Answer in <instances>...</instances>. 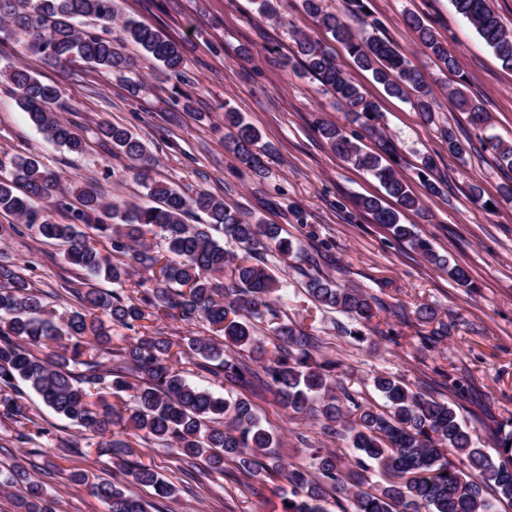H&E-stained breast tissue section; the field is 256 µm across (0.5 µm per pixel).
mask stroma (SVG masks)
<instances>
[{
    "label": "stroma",
    "mask_w": 512,
    "mask_h": 512,
    "mask_svg": "<svg viewBox=\"0 0 512 512\" xmlns=\"http://www.w3.org/2000/svg\"><path fill=\"white\" fill-rule=\"evenodd\" d=\"M364 3L366 19L352 21L353 32L361 33L365 22H378L382 33L406 52L433 89L434 122H423L408 101L388 96L303 10L301 0H281L277 20L260 14L253 0H120L122 14L164 29L183 45L186 80L179 83L166 77L136 45L123 40L116 26L110 38L140 66L144 89L136 98L112 76L81 64L51 66L23 41L0 39V68L19 65L56 85L73 108L69 120L88 142L80 155L49 143L0 79V155H37L64 176L68 189L91 182L104 196L139 202L143 196L138 178L127 171L125 159L100 147L97 136L100 127L110 124L130 129L155 155L156 178L174 183L188 195L209 192L244 215L281 225L302 256L316 261L324 275L363 288L385 304L379 328L393 332V340L373 348L357 343L347 334L352 327L349 318L316 310L297 268L276 254L267 257L270 272L286 286L277 305L280 315L312 327L320 341L319 356L347 366V385L354 394L376 400L373 375L392 373L411 386L430 387L438 399L456 401L468 425L489 440L502 423L512 420V204L499 200L501 186L512 184V169L498 168L484 152H470L461 161L450 157L441 131L450 126L474 141L482 136L448 95L449 85L460 78L467 94L490 112L492 133L512 140V72L501 68L450 0ZM408 12L422 17L447 43L457 58L458 75L444 74L423 54L416 34L403 21ZM299 32L330 46L337 65L376 103L382 135L397 146L400 175L424 198L423 208L406 213L405 223L416 225L436 251L465 266L471 287L458 286L355 207V197L381 198L385 190L377 179L336 157L318 133L320 121L345 123L343 107L314 78L282 68L280 60L292 53ZM228 109L242 113L272 144V152L262 157L263 177L243 168L228 149ZM425 156L435 161L432 177L441 186L440 195H425L417 177ZM474 181L482 184L485 198L498 201V208L470 199L468 186ZM0 260L33 266L35 288L51 294L58 311L77 306L81 278L65 262L60 247L38 241L22 226L0 240ZM422 306L434 308L438 320L449 325L448 336L428 349L423 339L434 326L418 320L416 311ZM450 373L471 381L464 399L449 391ZM22 400L49 433L22 447L0 448V470L9 471L14 462H21L28 477L44 486L52 512H109L107 503L92 496L87 485L71 482L69 475L79 468L89 482L112 477L111 458L89 446L74 456L68 443L77 434L75 427L35 395L24 394ZM253 403L263 425L281 435L284 460L309 467L298 441L302 435L325 443L341 458L351 457L345 442L325 438L311 417L287 414L271 394L254 397ZM287 495L284 487L276 490L262 482L253 489L213 472L201 490L180 493L168 508L283 512Z\"/></svg>",
    "instance_id": "obj_1"
}]
</instances>
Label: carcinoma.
I'll return each instance as SVG.
<instances>
[{"instance_id": "1", "label": "carcinoma", "mask_w": 512, "mask_h": 512, "mask_svg": "<svg viewBox=\"0 0 512 512\" xmlns=\"http://www.w3.org/2000/svg\"><path fill=\"white\" fill-rule=\"evenodd\" d=\"M322 2L302 0V6L389 95L410 100L425 121L433 120L432 88L408 55L378 35L375 24L373 32L354 37L344 16L324 11ZM450 2L502 68L512 71V31L489 0ZM118 16L116 0H0L1 33L21 36L49 65L82 63L109 74L136 98L143 81L135 62L99 34L110 30ZM404 22L440 69L458 73L456 57L432 27L411 12ZM121 29L124 40L138 45L145 58L184 79L188 62L179 42L130 17ZM295 44L294 55L283 57L282 67L302 68L341 103L349 122L376 132V105L338 67L334 52L307 35L297 37ZM0 75L47 141L76 153L85 150L86 140L58 114L62 103L56 86L14 65L5 66ZM462 86L460 82L451 90L457 110L473 128H487L492 116ZM224 122L234 129L231 141L239 163L262 175L260 152L271 151V146L258 147V129L239 113L225 111ZM318 131L336 155L378 179L395 200L388 206L378 197L358 196L356 207L456 284L469 286L465 267L436 252L415 225L401 223L402 213L421 209L423 201L399 175L393 144L382 138L378 150L366 151L345 126L332 121H322ZM100 134L112 154L130 162L154 204L106 199L91 183L74 202L61 176L36 157H0V214L19 219L39 240L64 247L66 262L82 272L85 285L79 292L80 308L57 315L33 286L32 267L0 263V423H10L15 443L28 444L49 433L20 401L22 383L79 431L98 438L97 454L111 456L119 472L152 487L161 500H177L178 489L140 461L145 450L179 456L186 463L181 474L193 480L198 459L237 483L283 478L290 486L284 512H326L322 502L329 492L340 512H498V504L512 505V421L511 430L498 431L492 456L477 428L459 416L454 404L415 391L395 376L373 377L383 404L359 400L338 362L315 358L317 337L302 323L278 314L272 295L279 282L262 257L272 251L284 258L297 256L282 227L259 218L246 220L209 192L189 196L155 180L153 153L128 129L107 125ZM442 140L448 155L461 161L474 149L470 139H461L450 126L442 130ZM480 142L484 151L512 168L511 140L491 135ZM433 171L434 159L423 157L417 176L426 194L437 196L439 187L430 180ZM38 201L65 213L67 222L53 220L36 206ZM194 213L204 215L202 222L187 223ZM149 235L163 238L164 249L147 245ZM135 265L146 272L139 280L131 277ZM101 278L111 281L113 289L97 287ZM305 292L316 307L351 319L349 336L357 342L374 347L375 336L389 339L373 324L386 309L377 297L342 286L318 270L306 273ZM160 313L188 324L204 322L213 335L191 336L175 351L169 339L148 333L146 322ZM264 320L270 323L271 351L254 335L256 324ZM115 327L134 335L117 338L112 335ZM182 357L218 379L226 394L189 381L174 367ZM259 390L273 394L288 414L309 415L326 436L346 442L354 450L350 464L323 444H306L311 472L272 454L279 438L262 425L246 396ZM90 491L110 512L160 510L127 494L116 477L98 480ZM19 508L51 512L43 487L29 481Z\"/></svg>"}]
</instances>
